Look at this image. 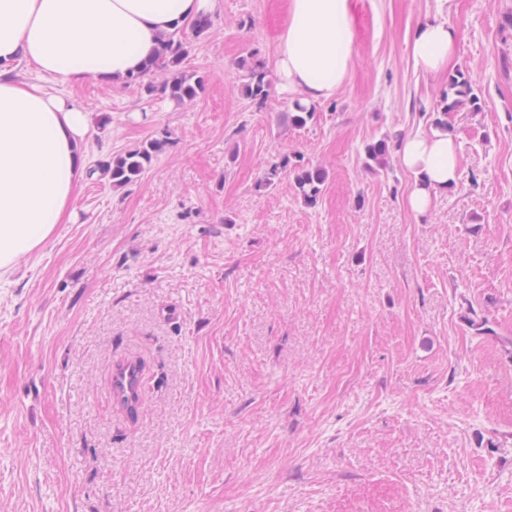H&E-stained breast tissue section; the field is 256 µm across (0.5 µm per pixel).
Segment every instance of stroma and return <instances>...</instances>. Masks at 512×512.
Wrapping results in <instances>:
<instances>
[{
	"label": "stroma",
	"instance_id": "1",
	"mask_svg": "<svg viewBox=\"0 0 512 512\" xmlns=\"http://www.w3.org/2000/svg\"><path fill=\"white\" fill-rule=\"evenodd\" d=\"M288 2L182 27L196 100L65 88L89 164L168 144L122 188L83 182L0 280V512H512V0H354L349 75L301 128L236 68L273 63ZM433 18L482 108L449 113L460 178L418 215L397 153L364 147L431 127L448 76L410 37ZM286 155L325 171L315 205L292 172L261 187ZM239 89L243 96L256 103H263L269 96L271 83L265 66L253 55L242 56L237 62ZM129 371V389L132 395L128 394L125 385V373ZM140 376V367L137 363L128 362L120 368V372L113 380V390L123 408L130 413L134 412L139 404V398L135 393L136 381Z\"/></svg>",
	"mask_w": 512,
	"mask_h": 512
}]
</instances>
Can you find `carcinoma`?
Returning <instances> with one entry per match:
<instances>
[{"label": "carcinoma", "instance_id": "1", "mask_svg": "<svg viewBox=\"0 0 512 512\" xmlns=\"http://www.w3.org/2000/svg\"><path fill=\"white\" fill-rule=\"evenodd\" d=\"M162 48L159 54L146 62L143 70L127 79L129 84L142 86L148 96L161 91L169 99L181 103L201 97L206 91L203 76L190 74L183 70V63L189 54L191 44L180 32L166 34L161 38ZM239 71V89L243 96L257 103L264 102L270 93L271 83L265 66L254 56H243L237 62ZM163 71L168 75L161 88L150 83H142V78L152 71ZM467 104L474 111L482 109L481 97L477 94L469 73L458 70L448 76V89L443 91L440 99V116L435 125L448 126V113L455 112ZM314 116V109L299 102L292 104L288 113L290 123L296 127L305 126ZM167 145L166 138L148 139L137 148L117 155L108 161L97 164L92 172L108 178L115 187L124 186L140 177L149 168L156 157ZM368 158L380 165L385 164L390 154L389 138H382L365 147ZM288 169L293 170L295 188L304 204H316L325 182V173L318 168H308L301 160L293 156H284L265 172L262 183L266 186L274 184L280 174ZM140 376V367L128 362L120 368L113 380V390L120 405L129 412H134L139 404L135 394L136 381Z\"/></svg>", "mask_w": 512, "mask_h": 512}]
</instances>
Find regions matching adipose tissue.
Listing matches in <instances>:
<instances>
[{
	"label": "adipose tissue",
	"mask_w": 512,
	"mask_h": 512,
	"mask_svg": "<svg viewBox=\"0 0 512 512\" xmlns=\"http://www.w3.org/2000/svg\"><path fill=\"white\" fill-rule=\"evenodd\" d=\"M220 7L221 0H0V279L73 220L88 173L87 112L19 80L17 64L65 86L122 82L155 57L161 35ZM457 38L448 21L420 24L411 40L416 67L446 71ZM354 40L351 0H289L275 59L282 88L306 105L330 98L349 75ZM398 157L416 176L408 205L417 213L459 180L451 129L408 136Z\"/></svg>",
	"instance_id": "ef3b65f1"
}]
</instances>
